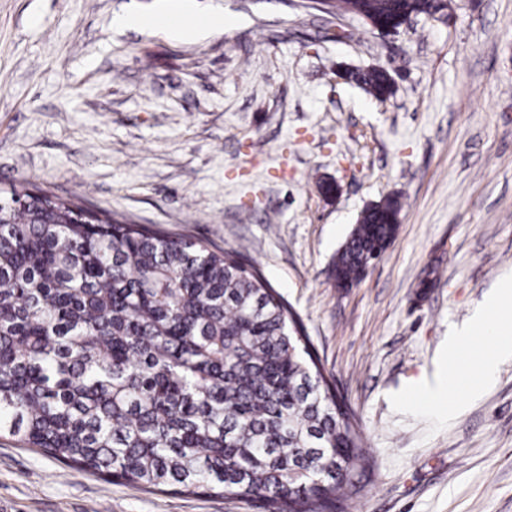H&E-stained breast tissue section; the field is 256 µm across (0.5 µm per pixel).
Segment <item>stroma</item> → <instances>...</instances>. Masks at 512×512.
I'll return each instance as SVG.
<instances>
[{
  "mask_svg": "<svg viewBox=\"0 0 512 512\" xmlns=\"http://www.w3.org/2000/svg\"><path fill=\"white\" fill-rule=\"evenodd\" d=\"M117 14L203 29L119 31ZM371 67L394 80L386 100L337 76ZM26 183L261 271L373 460L350 512H512V359L476 400L413 401L512 276V0H451L395 34L305 0H0V190ZM389 196L394 240L337 287V250ZM0 512L262 510L0 437Z\"/></svg>",
  "mask_w": 512,
  "mask_h": 512,
  "instance_id": "35a3bbf8",
  "label": "stroma"
}]
</instances>
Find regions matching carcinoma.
Returning <instances> with one entry per match:
<instances>
[{"instance_id":"obj_1","label":"carcinoma","mask_w":512,"mask_h":512,"mask_svg":"<svg viewBox=\"0 0 512 512\" xmlns=\"http://www.w3.org/2000/svg\"><path fill=\"white\" fill-rule=\"evenodd\" d=\"M400 28L443 0H326ZM373 97L390 73L348 72ZM399 202L366 209L332 272L352 286ZM150 492L348 512L358 425L291 312L238 253L125 224L49 189L0 195V437Z\"/></svg>"}]
</instances>
